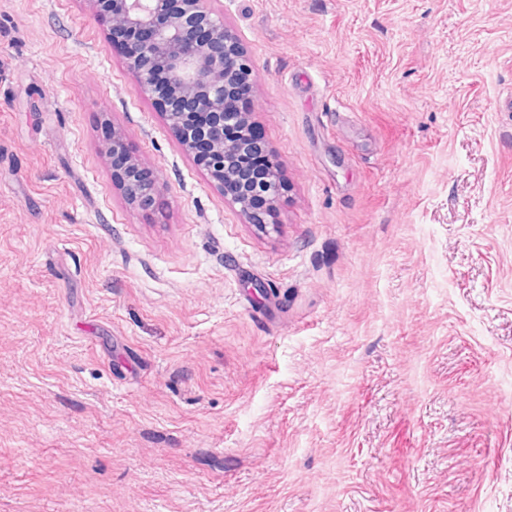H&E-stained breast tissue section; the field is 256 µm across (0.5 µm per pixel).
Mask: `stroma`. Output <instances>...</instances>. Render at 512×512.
<instances>
[{
	"instance_id": "obj_1",
	"label": "stroma",
	"mask_w": 512,
	"mask_h": 512,
	"mask_svg": "<svg viewBox=\"0 0 512 512\" xmlns=\"http://www.w3.org/2000/svg\"><path fill=\"white\" fill-rule=\"evenodd\" d=\"M210 6L269 233L87 0H0V512H512V0ZM108 151L110 155H125L127 157V163L122 169H113L114 180L120 186L127 201L138 209L152 207L160 193V186L153 178L146 183L137 176V172L142 166L135 157L128 153L123 138L115 132L112 134V143Z\"/></svg>"
}]
</instances>
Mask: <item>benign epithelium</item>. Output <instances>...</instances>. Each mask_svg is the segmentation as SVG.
Returning <instances> with one entry per match:
<instances>
[{"mask_svg": "<svg viewBox=\"0 0 512 512\" xmlns=\"http://www.w3.org/2000/svg\"><path fill=\"white\" fill-rule=\"evenodd\" d=\"M87 2L110 35H123L124 57L139 90L170 102L165 120L185 150L195 155L204 148L208 159L203 168L208 176L223 188L235 185L232 201L240 205L249 223L267 228L271 210L251 209L252 175L238 166L240 156L259 144L230 100L240 79H250L251 66L224 18L209 8V0H178L175 10L171 0ZM228 122L242 128L238 139L224 138ZM108 151L127 156L124 167L113 170L127 201L138 209L152 207L160 186L154 179L146 183L137 176L141 164L128 154L123 138L115 132ZM279 169V161L268 156L261 187L270 207L277 198Z\"/></svg>", "mask_w": 512, "mask_h": 512, "instance_id": "7a95c632", "label": "benign epithelium"}]
</instances>
